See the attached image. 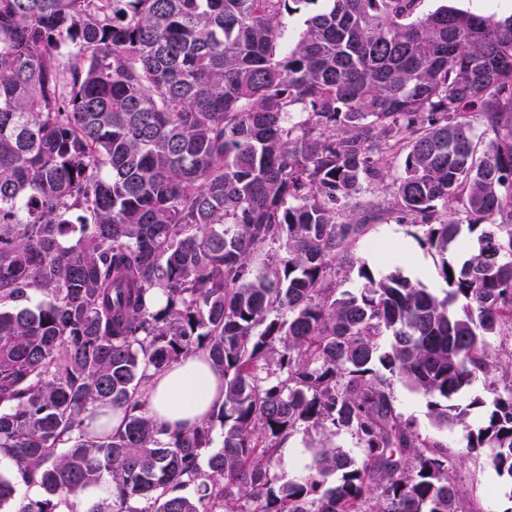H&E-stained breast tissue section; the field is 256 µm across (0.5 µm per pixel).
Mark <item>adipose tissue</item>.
I'll use <instances>...</instances> for the list:
<instances>
[{"instance_id":"adipose-tissue-1","label":"adipose tissue","mask_w":512,"mask_h":512,"mask_svg":"<svg viewBox=\"0 0 512 512\" xmlns=\"http://www.w3.org/2000/svg\"><path fill=\"white\" fill-rule=\"evenodd\" d=\"M149 410L158 424L169 428L201 423L224 400V379L197 354L152 376Z\"/></svg>"}]
</instances>
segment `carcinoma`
Here are the masks:
<instances>
[{
  "mask_svg": "<svg viewBox=\"0 0 512 512\" xmlns=\"http://www.w3.org/2000/svg\"><path fill=\"white\" fill-rule=\"evenodd\" d=\"M420 4L0 0V510L23 483L43 495L13 512H78L107 477L84 512H477L398 380L440 428L483 409L466 451L512 484V14ZM366 183L395 207L339 219ZM395 213L444 295L362 263L336 296ZM197 352L224 403L161 427L151 372ZM480 376L492 402H456ZM301 423L356 455L320 440L278 485Z\"/></svg>",
  "mask_w": 512,
  "mask_h": 512,
  "instance_id": "cac0c4a2",
  "label": "carcinoma"
}]
</instances>
